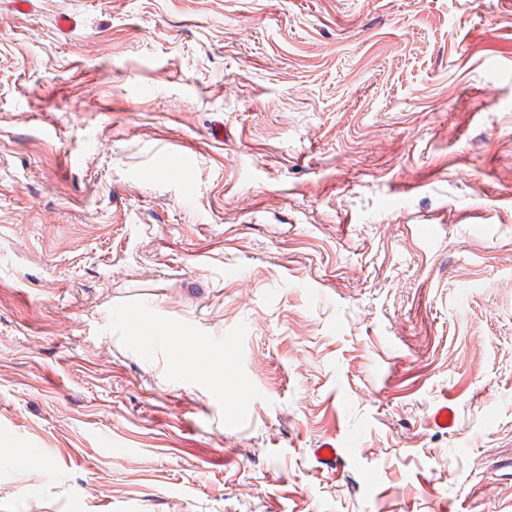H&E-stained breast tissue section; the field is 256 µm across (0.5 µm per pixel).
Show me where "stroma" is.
Returning <instances> with one entry per match:
<instances>
[{
    "label": "stroma",
    "mask_w": 512,
    "mask_h": 512,
    "mask_svg": "<svg viewBox=\"0 0 512 512\" xmlns=\"http://www.w3.org/2000/svg\"><path fill=\"white\" fill-rule=\"evenodd\" d=\"M510 459L512 0H0V512H512Z\"/></svg>",
    "instance_id": "obj_1"
}]
</instances>
